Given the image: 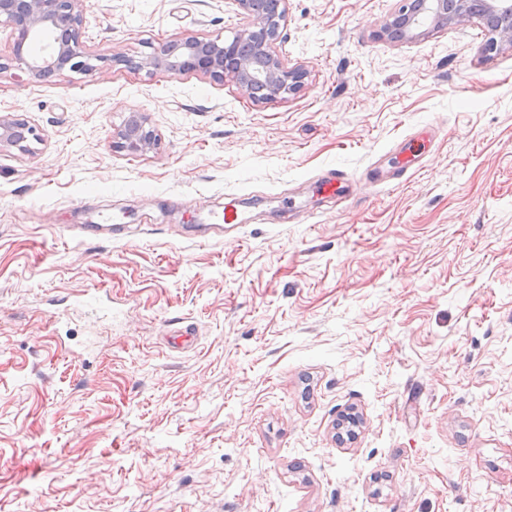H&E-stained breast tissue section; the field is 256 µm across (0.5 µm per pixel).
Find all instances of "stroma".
<instances>
[{
	"label": "stroma",
	"mask_w": 512,
	"mask_h": 512,
	"mask_svg": "<svg viewBox=\"0 0 512 512\" xmlns=\"http://www.w3.org/2000/svg\"><path fill=\"white\" fill-rule=\"evenodd\" d=\"M398 6L288 0L276 51L306 78L274 102L0 72V114L40 136L0 150V512H512V50L478 21L391 41ZM248 22L85 0L82 40L135 59ZM132 111L157 149L113 148ZM419 129V169L371 182ZM332 168L357 186L338 206ZM230 195L245 222L219 233ZM104 218L149 230L82 236ZM315 184L323 198L334 199L336 204L348 200L354 191L353 183L343 171L337 169L328 170Z\"/></svg>",
	"instance_id": "stroma-1"
}]
</instances>
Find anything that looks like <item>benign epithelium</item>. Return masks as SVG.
<instances>
[{
	"label": "benign epithelium",
	"mask_w": 512,
	"mask_h": 512,
	"mask_svg": "<svg viewBox=\"0 0 512 512\" xmlns=\"http://www.w3.org/2000/svg\"><path fill=\"white\" fill-rule=\"evenodd\" d=\"M84 0H0V25L15 35L16 69L28 80L47 81L65 70L93 72L101 65H122L126 56H109L88 51L80 37L84 22ZM250 18L249 24L228 40L219 36H188L160 42L153 52L137 61V69L152 75L158 71L171 75L197 74L214 81H230L245 96L261 101L284 99L303 86L306 72L290 66L273 50L286 22V2L278 0L273 15L262 12L257 0H236ZM474 19L492 22L485 45L487 54L504 47L512 49V0H403L384 30L398 34L402 41H415L431 31ZM50 36L46 49L34 53L31 42ZM113 147L129 153H143L158 146L154 130L147 126L143 113L132 111L117 133ZM36 129L14 115L0 114V149L15 147L29 150L39 141Z\"/></svg>",
	"instance_id": "obj_1"
}]
</instances>
